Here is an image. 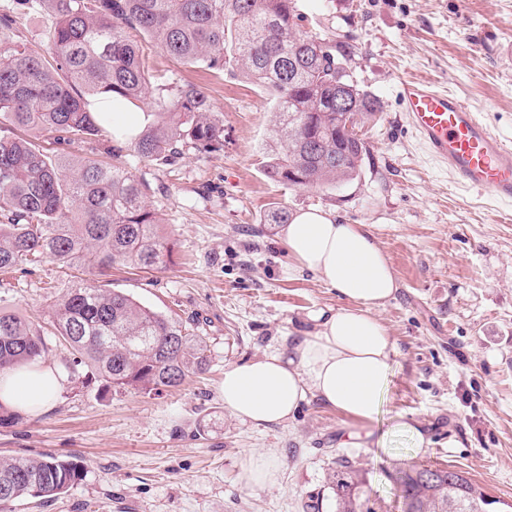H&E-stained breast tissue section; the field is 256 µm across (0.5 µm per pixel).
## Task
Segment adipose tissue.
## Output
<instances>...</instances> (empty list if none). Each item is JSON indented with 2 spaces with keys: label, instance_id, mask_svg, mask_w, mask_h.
<instances>
[{
  "label": "adipose tissue",
  "instance_id": "ef3b65f1",
  "mask_svg": "<svg viewBox=\"0 0 512 512\" xmlns=\"http://www.w3.org/2000/svg\"><path fill=\"white\" fill-rule=\"evenodd\" d=\"M279 237L297 269L314 273L346 301L314 316L316 328L286 351L264 353L224 371V408L254 425L280 424L307 396L360 421H374L398 354L377 311L398 281L369 225L347 224L335 211L293 215ZM66 383L56 366L0 373V403L23 415L49 408Z\"/></svg>",
  "mask_w": 512,
  "mask_h": 512
}]
</instances>
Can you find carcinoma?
Returning <instances> with one entry per match:
<instances>
[{"label": "carcinoma", "mask_w": 512, "mask_h": 512, "mask_svg": "<svg viewBox=\"0 0 512 512\" xmlns=\"http://www.w3.org/2000/svg\"><path fill=\"white\" fill-rule=\"evenodd\" d=\"M55 17L48 49L11 38L19 11H0V270L45 259L105 276L114 266L161 269L174 243L158 230L145 186L119 158L129 150L164 165L187 151L224 147V120L209 95L187 85L132 135L113 132L112 107H138L151 89L143 36L190 66L227 72L262 90L276 112L272 180L323 188L357 178L369 150L345 137L336 98L361 123L377 119V99L354 83L350 46L301 30L299 0H38ZM106 100L107 108L97 104ZM103 138L113 161L54 159L38 142ZM54 326L73 362L93 366L108 390L160 394L208 365L207 342L122 291L82 280L54 304ZM40 327L0 310V371L48 354ZM77 461L19 456L0 462V512L54 498L78 484ZM408 512H490L495 504L466 472L411 465L394 476ZM363 474L347 460L328 473L335 512H359Z\"/></svg>", "instance_id": "carcinoma-1"}]
</instances>
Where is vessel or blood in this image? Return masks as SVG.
I'll return each instance as SVG.
<instances>
[{"label":"vessel or blood","mask_w":512,"mask_h":512,"mask_svg":"<svg viewBox=\"0 0 512 512\" xmlns=\"http://www.w3.org/2000/svg\"><path fill=\"white\" fill-rule=\"evenodd\" d=\"M399 95L427 153L447 167L456 184L512 201V142L459 97L427 81H403Z\"/></svg>","instance_id":"vessel-or-blood-1"}]
</instances>
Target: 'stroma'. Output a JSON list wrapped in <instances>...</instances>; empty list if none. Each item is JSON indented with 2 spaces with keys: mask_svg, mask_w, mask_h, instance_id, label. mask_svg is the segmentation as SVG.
Wrapping results in <instances>:
<instances>
[{
  "mask_svg": "<svg viewBox=\"0 0 512 512\" xmlns=\"http://www.w3.org/2000/svg\"><path fill=\"white\" fill-rule=\"evenodd\" d=\"M300 9L309 34L351 35L353 78L380 103L379 122L360 129L370 149L361 176L323 189L270 179L263 163L275 117L265 95L143 40L157 84L206 88L224 120V148L186 152L174 166L125 154L176 258L162 269H115L99 284L205 336L208 368L159 395L107 392L93 368L68 371L46 412L0 424V460L74 459L85 477L14 512H307L315 501L333 512L326 477L341 455L364 472L361 512H404L392 475L414 464L465 471L497 512H512V203L456 186L399 99L401 81L436 82L512 140V0H301ZM278 205L371 225L392 263L399 290L377 315L398 355L376 421L313 396L269 426L224 408L225 368L288 350L312 331L314 312L345 304L294 270L279 225L263 221ZM83 277L47 259L0 274V306L52 333L55 300ZM409 420L416 431L405 429ZM249 452L270 456L276 486L240 484Z\"/></svg>",
  "mask_w": 512,
  "mask_h": 512,
  "instance_id": "35a3bbf8",
  "label": "stroma"
}]
</instances>
